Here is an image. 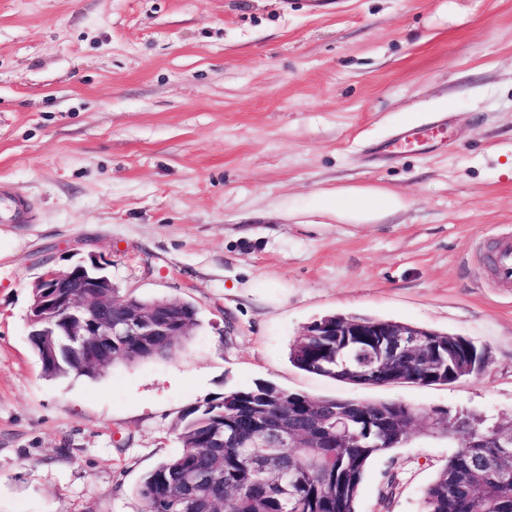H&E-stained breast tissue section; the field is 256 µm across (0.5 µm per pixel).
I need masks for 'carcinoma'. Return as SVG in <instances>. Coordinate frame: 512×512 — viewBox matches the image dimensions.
I'll return each instance as SVG.
<instances>
[{
  "instance_id": "carcinoma-1",
  "label": "carcinoma",
  "mask_w": 512,
  "mask_h": 512,
  "mask_svg": "<svg viewBox=\"0 0 512 512\" xmlns=\"http://www.w3.org/2000/svg\"><path fill=\"white\" fill-rule=\"evenodd\" d=\"M112 317L126 305L189 306L177 298L142 300L112 289ZM52 336H31L42 372L95 378L88 353L68 335V320L51 323ZM364 341L303 336L290 349L299 370L354 385L454 383L469 375L463 365L436 374L408 358L402 370L369 369ZM173 336H103L96 355L112 362L163 358ZM419 412L401 402L364 403L316 398L273 384L233 390L186 409L175 424L182 451L161 461L137 486L141 512H357L368 464L405 442L418 426ZM286 430L296 448L262 446L274 431ZM483 448L458 450L425 488L423 512H512V443L497 425L483 427Z\"/></svg>"
}]
</instances>
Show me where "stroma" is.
<instances>
[{
  "instance_id": "obj_1",
  "label": "stroma",
  "mask_w": 512,
  "mask_h": 512,
  "mask_svg": "<svg viewBox=\"0 0 512 512\" xmlns=\"http://www.w3.org/2000/svg\"><path fill=\"white\" fill-rule=\"evenodd\" d=\"M441 118L445 142L389 150ZM0 185L31 204L0 226V512H140L181 413L258 383L512 422V288L483 261L512 230V0H0ZM347 189L406 206L316 209ZM91 252L120 295L192 302L197 323L169 357L44 377L33 283ZM334 315L488 363L430 386L295 368ZM458 446L417 432L375 458L358 512H422Z\"/></svg>"
}]
</instances>
